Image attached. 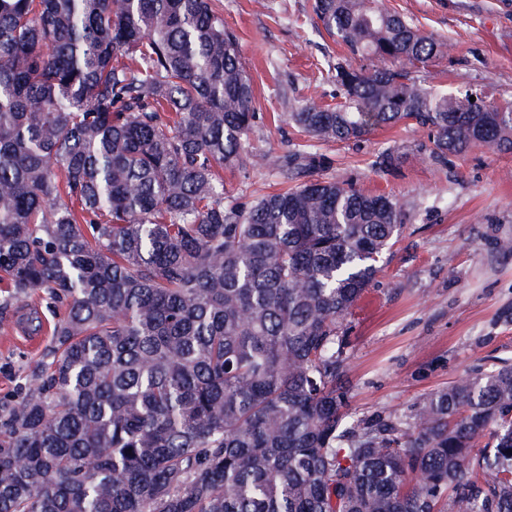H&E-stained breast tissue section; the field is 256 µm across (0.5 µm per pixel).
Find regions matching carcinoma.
I'll use <instances>...</instances> for the list:
<instances>
[{
    "label": "carcinoma",
    "mask_w": 512,
    "mask_h": 512,
    "mask_svg": "<svg viewBox=\"0 0 512 512\" xmlns=\"http://www.w3.org/2000/svg\"><path fill=\"white\" fill-rule=\"evenodd\" d=\"M353 57L343 101L289 122L359 142L409 120L435 165L512 151V100L411 77L442 53L379 0H313ZM256 119L209 0H0V272L58 309L0 401V512H512V363L348 420L344 322L407 220L301 180L316 151L245 152ZM293 181L224 204L226 165ZM488 437L482 448L475 440Z\"/></svg>",
    "instance_id": "carcinoma-1"
}]
</instances>
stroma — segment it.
<instances>
[{
	"instance_id": "stroma-1",
	"label": "stroma",
	"mask_w": 512,
	"mask_h": 512,
	"mask_svg": "<svg viewBox=\"0 0 512 512\" xmlns=\"http://www.w3.org/2000/svg\"><path fill=\"white\" fill-rule=\"evenodd\" d=\"M435 40L452 45L416 77L427 87L512 98V9L496 0H382ZM312 0H212L254 81L256 121L247 150L283 155L305 139L288 123L302 103L336 104L340 90L328 69L346 53L317 28ZM412 124L375 128L364 141L323 143L318 178L354 180L372 194H390L407 220L356 314L345 323L350 359L342 379L351 417L408 416L428 394L476 368L512 362V254L494 238L512 237V153L477 147L435 165L415 147L426 141ZM394 152L395 171L375 167ZM272 169L228 167L226 201L249 204L277 191ZM44 324L47 301L17 303L0 316V398L17 389L43 347H28L19 330L30 309Z\"/></svg>"
}]
</instances>
